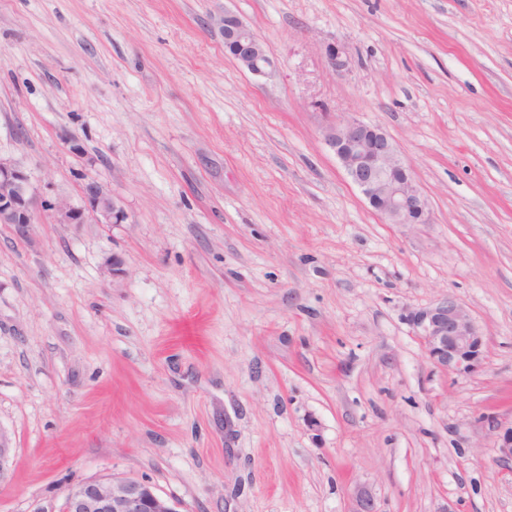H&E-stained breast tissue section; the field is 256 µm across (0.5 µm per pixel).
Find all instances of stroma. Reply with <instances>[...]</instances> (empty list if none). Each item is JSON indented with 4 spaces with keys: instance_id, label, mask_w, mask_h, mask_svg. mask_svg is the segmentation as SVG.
Listing matches in <instances>:
<instances>
[{
    "instance_id": "stroma-1",
    "label": "stroma",
    "mask_w": 512,
    "mask_h": 512,
    "mask_svg": "<svg viewBox=\"0 0 512 512\" xmlns=\"http://www.w3.org/2000/svg\"><path fill=\"white\" fill-rule=\"evenodd\" d=\"M228 10L269 75L225 53ZM342 116L431 223L349 183ZM0 158L126 214L0 224V512L108 477L181 512H512V0H0ZM448 297L487 346L467 376L408 320ZM323 141L369 206L391 224H428L427 199L396 142L379 126L346 117L328 124ZM54 211L56 223L85 224L89 219L98 224H118L126 219L121 206L111 191L98 181H91L84 188V205L75 207L64 201L47 202Z\"/></svg>"
}]
</instances>
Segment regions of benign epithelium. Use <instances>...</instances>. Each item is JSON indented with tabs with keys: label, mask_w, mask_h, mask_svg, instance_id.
Returning <instances> with one entry per match:
<instances>
[{
	"label": "benign epithelium",
	"mask_w": 512,
	"mask_h": 512,
	"mask_svg": "<svg viewBox=\"0 0 512 512\" xmlns=\"http://www.w3.org/2000/svg\"><path fill=\"white\" fill-rule=\"evenodd\" d=\"M224 49L254 76H265L273 61L261 40L233 12L224 11ZM323 141L339 160L347 178L369 206L391 224H429L427 199L396 142L378 125L346 117L328 124ZM36 199L28 176L0 158V224L20 227L34 223ZM58 224H118L126 219L111 191L98 181L84 188V205L49 202ZM429 356L442 369L470 374L484 364L486 349L468 312L455 300L411 314ZM495 448L503 460L512 459V423L493 426ZM10 438L0 430V485L10 475ZM62 512H179L145 481L98 479L68 489Z\"/></svg>",
	"instance_id": "obj_1"
}]
</instances>
